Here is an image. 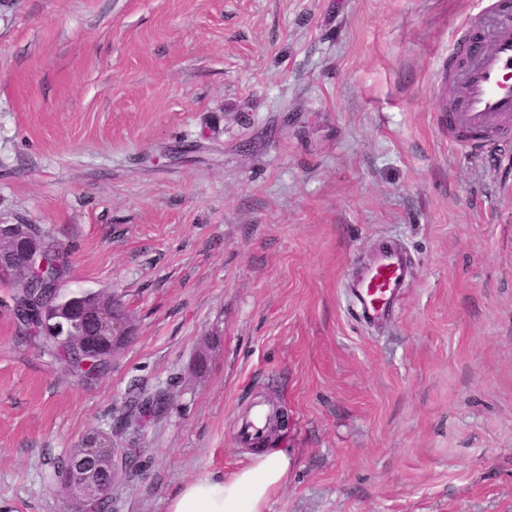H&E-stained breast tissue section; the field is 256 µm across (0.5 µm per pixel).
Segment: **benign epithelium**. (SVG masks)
Segmentation results:
<instances>
[{
    "instance_id": "1",
    "label": "benign epithelium",
    "mask_w": 512,
    "mask_h": 512,
    "mask_svg": "<svg viewBox=\"0 0 512 512\" xmlns=\"http://www.w3.org/2000/svg\"><path fill=\"white\" fill-rule=\"evenodd\" d=\"M44 268L41 235L32 224H0V276H8L22 288L30 285L29 272ZM59 315L64 320H79L87 333L77 341L79 354L114 355L126 345L134 332L132 319L119 296L106 294L90 302H72ZM119 449L96 433L87 436L73 449L57 485L75 504L74 512L92 500L110 499L112 486L122 477L115 458Z\"/></svg>"
}]
</instances>
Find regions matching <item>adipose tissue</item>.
I'll list each match as a JSON object with an SVG mask.
<instances>
[{"label":"adipose tissue","instance_id":"ef3b65f1","mask_svg":"<svg viewBox=\"0 0 512 512\" xmlns=\"http://www.w3.org/2000/svg\"><path fill=\"white\" fill-rule=\"evenodd\" d=\"M290 462L287 449L259 450L231 474L208 473L185 483L169 498L167 512H264L285 483Z\"/></svg>","mask_w":512,"mask_h":512}]
</instances>
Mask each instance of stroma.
I'll return each mask as SVG.
<instances>
[{
	"label": "stroma",
	"mask_w": 512,
	"mask_h": 512,
	"mask_svg": "<svg viewBox=\"0 0 512 512\" xmlns=\"http://www.w3.org/2000/svg\"><path fill=\"white\" fill-rule=\"evenodd\" d=\"M481 0H0V224L60 243L62 288L136 334L68 371L0 284V506L68 512L47 462L111 435L112 512L249 461L265 512H512V157L451 146L448 53ZM413 260L385 328L343 284L382 238ZM164 410L125 429L133 395ZM265 413V407L260 402L252 406L249 420L243 419L234 429V435L240 442L249 444L263 439V431L257 424V419Z\"/></svg>",
	"instance_id": "35a3bbf8"
}]
</instances>
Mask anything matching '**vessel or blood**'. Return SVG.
I'll use <instances>...</instances> for the list:
<instances>
[{
  "label": "vessel or blood",
  "instance_id": "vessel-or-blood-1",
  "mask_svg": "<svg viewBox=\"0 0 512 512\" xmlns=\"http://www.w3.org/2000/svg\"><path fill=\"white\" fill-rule=\"evenodd\" d=\"M489 10L497 27L492 45L474 39L454 45V54L464 56L466 64L454 77V93L447 106L453 144L486 155L512 142V128L507 125L512 118V6L492 0ZM411 277L406 253L394 242L380 240L346 287L358 319L373 326L390 321ZM264 412V405H253L250 419L234 429L237 440L245 444L262 440L257 420Z\"/></svg>",
  "mask_w": 512,
  "mask_h": 512
}]
</instances>
